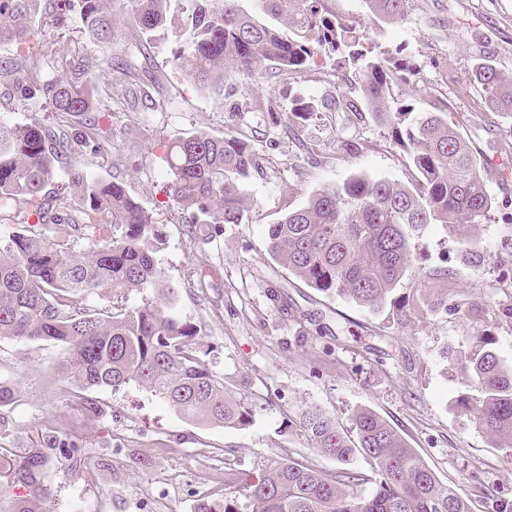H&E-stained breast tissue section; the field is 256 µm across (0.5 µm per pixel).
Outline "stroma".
<instances>
[{"label": "stroma", "mask_w": 512, "mask_h": 512, "mask_svg": "<svg viewBox=\"0 0 512 512\" xmlns=\"http://www.w3.org/2000/svg\"><path fill=\"white\" fill-rule=\"evenodd\" d=\"M326 6L411 61L415 74L401 92L416 111L447 113L467 136L496 199L490 219L471 243L441 224L413 238L417 273L393 294L394 305L410 307L405 323L393 319L394 305L373 312L325 296L271 258L268 225L357 172L411 179L406 154L372 118L356 121L350 149L331 112L287 129L290 94L323 100L340 86L330 59L315 57L292 83L268 69L203 90L174 61V28L156 33L150 57L139 55L125 0H112L111 41L77 21L55 30L62 52L125 62L135 84L151 86L149 101L119 111L106 72H94L95 118L112 159L89 172L123 179L152 214L166 236L162 266L180 314L198 326L225 387L260 411L248 426L224 429L184 418L134 383L79 392L63 378V346L1 339L0 386L18 398L0 407V512L25 494L10 469L35 452L46 461L42 512H194L202 496L237 490L277 456L336 472L296 424L312 404L347 432L355 410L378 413L472 512L512 503V448L491 447L456 406L458 358L476 346V332L512 363V153L497 148L512 140V120L482 111L475 90L459 91L473 49L512 71V0H413L398 25L371 23L364 0ZM199 129L250 140L262 159L242 223L206 241L191 240L179 223L164 160L171 140Z\"/></svg>", "instance_id": "obj_1"}]
</instances>
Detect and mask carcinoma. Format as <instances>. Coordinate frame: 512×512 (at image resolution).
Masks as SVG:
<instances>
[{"label": "carcinoma", "mask_w": 512, "mask_h": 512, "mask_svg": "<svg viewBox=\"0 0 512 512\" xmlns=\"http://www.w3.org/2000/svg\"><path fill=\"white\" fill-rule=\"evenodd\" d=\"M42 2L0 0V43L19 47L35 28L73 17L92 34L109 29L105 5L112 0H54L50 15ZM169 2L126 0L147 54L154 34L167 25ZM184 2L191 22L180 31L176 60L201 89L267 68L295 78L323 55L354 91L318 103L297 97L285 124L334 112L345 128L367 112L391 131L415 172L409 186L355 174L313 191L302 207L268 225L270 256L309 287L378 311L413 271L410 239L424 225L475 230L487 220L494 197L468 142L445 113L416 112L396 97L413 71L402 51L374 52L368 31L329 11L325 0H252L253 11L241 0ZM366 2L382 22L399 24L409 16L411 0ZM58 54L49 37L37 57L18 50L0 59V87L12 100H40L63 118L56 127L36 115L25 123L0 120V218L8 215L18 226L0 244V339L64 346V376L80 390L136 383L189 420L224 428L250 424L256 409L224 390V380L200 355V330L171 302L159 225L123 181L92 178L86 161L75 160L105 151V137L90 118L98 109L91 90L98 64L78 54L65 61L64 78H42L40 62ZM470 83L493 111L512 117V71L478 59ZM166 162L174 208L188 216L192 237L211 238L224 225L242 222L246 185L261 169L248 142L197 130L169 144ZM55 180L60 188L51 191ZM20 200L31 209L10 212ZM148 292L155 298L130 302ZM76 296L105 299L108 306L78 307ZM460 380L458 407L494 446L511 448L512 366L482 341L461 356ZM298 425L317 452L341 464L357 452L372 458L371 489H361L365 478L351 470L327 474L281 457L242 487L252 512H472L374 411L353 414L355 441L317 405L299 414ZM43 466L33 455L18 469L16 479L30 494L14 502L13 512H36L32 501L44 494ZM197 512H238L237 501L203 500Z\"/></svg>", "instance_id": "cac0c4a2"}]
</instances>
